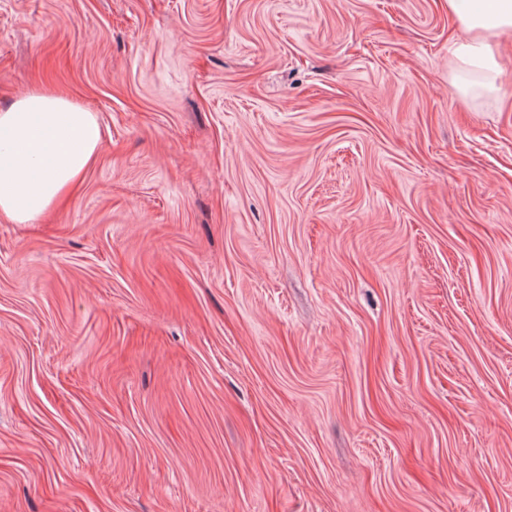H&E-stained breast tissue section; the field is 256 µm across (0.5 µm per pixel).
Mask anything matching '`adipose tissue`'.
<instances>
[{
	"mask_svg": "<svg viewBox=\"0 0 512 512\" xmlns=\"http://www.w3.org/2000/svg\"><path fill=\"white\" fill-rule=\"evenodd\" d=\"M457 35L448 48L462 93H498L503 41H512V0H448ZM101 142L93 112L55 91L33 90L0 109V220L29 224L81 177Z\"/></svg>",
	"mask_w": 512,
	"mask_h": 512,
	"instance_id": "1",
	"label": "adipose tissue"
}]
</instances>
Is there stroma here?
<instances>
[{
  "instance_id": "1",
  "label": "stroma",
  "mask_w": 512,
  "mask_h": 512,
  "mask_svg": "<svg viewBox=\"0 0 512 512\" xmlns=\"http://www.w3.org/2000/svg\"><path fill=\"white\" fill-rule=\"evenodd\" d=\"M446 0H0L94 112L0 223V512H512V74ZM457 35L448 48L454 85L464 95L496 94L506 68L503 41H512V0H448Z\"/></svg>"
}]
</instances>
